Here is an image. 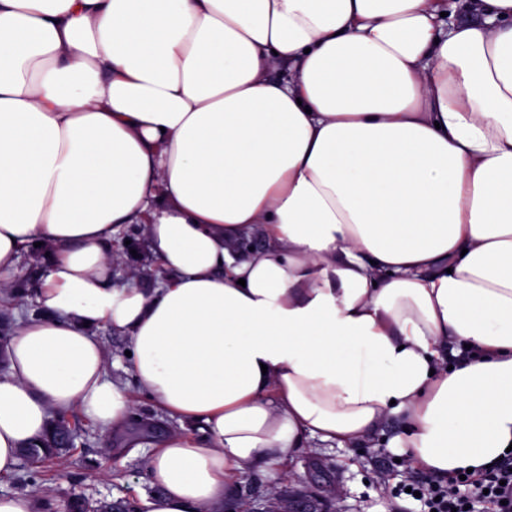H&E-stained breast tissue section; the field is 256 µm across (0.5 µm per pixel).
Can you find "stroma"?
Here are the masks:
<instances>
[{"instance_id":"1","label":"stroma","mask_w":512,"mask_h":512,"mask_svg":"<svg viewBox=\"0 0 512 512\" xmlns=\"http://www.w3.org/2000/svg\"><path fill=\"white\" fill-rule=\"evenodd\" d=\"M113 245L120 254L112 270L114 285L129 283L141 288L155 284L159 265L149 251L141 225L127 226ZM43 255L22 253L16 264L20 296L9 298L0 309V336L8 335L18 318L37 312V284L32 278ZM96 335L109 353L111 379L127 386L134 398L133 417L127 435H117L94 421H86L75 440V449L62 463L32 474L27 461H20L14 475L0 477V496L38 492L35 512H67L68 502L80 497L89 506L98 502H139L152 494L150 479L142 465L149 451L128 448V436L166 434L178 423L137 386L126 354V336L100 325ZM403 416H392L360 446L340 447L316 439L305 441L291 460L266 471H243L236 478L226 512H274L276 506L307 499L315 512H421L419 502L399 493L417 469L399 459L392 439L404 427Z\"/></svg>"}]
</instances>
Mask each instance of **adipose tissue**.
Instances as JSON below:
<instances>
[{"label": "adipose tissue", "instance_id": "ef3b65f1", "mask_svg": "<svg viewBox=\"0 0 512 512\" xmlns=\"http://www.w3.org/2000/svg\"><path fill=\"white\" fill-rule=\"evenodd\" d=\"M0 0V476L81 407L132 415L94 329L180 424L145 512H224L316 438L440 479L512 446V0ZM143 225L173 272L117 287ZM265 226L267 244L240 250ZM200 424L202 440L182 431ZM43 257L44 255L38 251L24 252L17 261V280L23 286V291L20 296H9L0 314V336H4L0 341L1 360L3 361L0 362L1 369L5 364L3 357L5 335H8L10 330L16 326L17 318L29 317L32 313L39 312L37 284L32 280V272Z\"/></svg>", "mask_w": 512, "mask_h": 512}]
</instances>
